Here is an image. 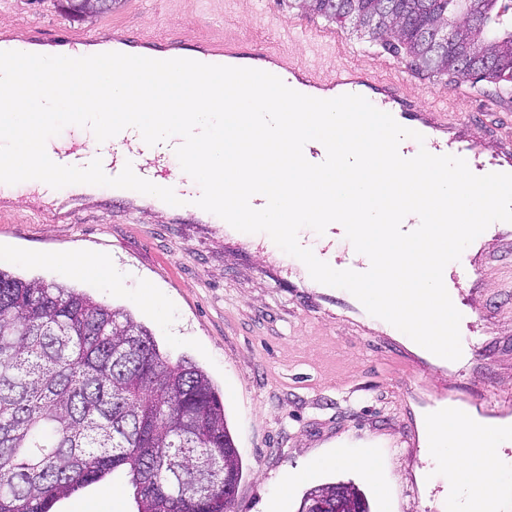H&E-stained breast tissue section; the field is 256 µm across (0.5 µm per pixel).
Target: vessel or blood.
Listing matches in <instances>:
<instances>
[{"mask_svg": "<svg viewBox=\"0 0 512 512\" xmlns=\"http://www.w3.org/2000/svg\"><path fill=\"white\" fill-rule=\"evenodd\" d=\"M188 39L158 42L148 37L130 39L125 52L129 55L167 60L188 51ZM200 60L206 64L247 67L255 62L270 65L272 74L290 88L312 97H322L325 91L336 94H374L378 109L390 113L403 127L421 133L425 141L417 143L406 139L399 145L402 157H414L419 149L434 155H453L464 158L470 170L477 175L491 172L512 173V143H500L497 149L486 148L470 120L462 119L447 109L434 106L421 107L404 98L398 86L380 83L373 76L353 67H340L324 73L298 65L287 58L264 49L245 50L238 38L225 37L224 41L205 44ZM81 129L70 126L66 135L52 138L48 155L60 165L85 166L93 159H101L104 172L118 175L126 162H133L137 176L157 185L173 188L185 201H193L201 194L198 184L180 177L175 166L177 140L171 139L153 148L151 167L138 165L137 160L145 143L137 129L128 128L115 137L95 145L80 140ZM488 255L483 238H476L459 261L448 266V285L468 289L472 307L485 304L483 274Z\"/></svg>", "mask_w": 512, "mask_h": 512, "instance_id": "vessel-or-blood-1", "label": "vessel or blood"}]
</instances>
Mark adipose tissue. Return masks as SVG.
<instances>
[{
  "label": "adipose tissue",
  "mask_w": 512,
  "mask_h": 512,
  "mask_svg": "<svg viewBox=\"0 0 512 512\" xmlns=\"http://www.w3.org/2000/svg\"><path fill=\"white\" fill-rule=\"evenodd\" d=\"M424 444L448 486V512H503L512 498V482L502 466L491 463L487 449L512 446V422L502 421L484 434V445L471 447L458 414L447 408L428 413L423 423Z\"/></svg>",
  "instance_id": "adipose-tissue-1"
}]
</instances>
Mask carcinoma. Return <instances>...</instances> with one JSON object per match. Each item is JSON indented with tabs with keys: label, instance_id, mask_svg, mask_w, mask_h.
Returning a JSON list of instances; mask_svg holds the SVG:
<instances>
[{
	"label": "carcinoma",
	"instance_id": "cac0c4a2",
	"mask_svg": "<svg viewBox=\"0 0 512 512\" xmlns=\"http://www.w3.org/2000/svg\"><path fill=\"white\" fill-rule=\"evenodd\" d=\"M79 20L119 0H63ZM393 44L416 68L512 83V0H297ZM118 471L136 512H231L242 476L224 402L122 309L0 269V512H53ZM341 512H370L351 483Z\"/></svg>",
	"mask_w": 512,
	"mask_h": 512
}]
</instances>
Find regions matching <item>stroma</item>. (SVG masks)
Here are the masks:
<instances>
[{"instance_id":"stroma-1","label":"stroma","mask_w":512,"mask_h":512,"mask_svg":"<svg viewBox=\"0 0 512 512\" xmlns=\"http://www.w3.org/2000/svg\"><path fill=\"white\" fill-rule=\"evenodd\" d=\"M5 29L36 26L54 37L69 27L94 37L119 31L166 41L196 42L231 35L246 47L294 56L311 67L352 66L399 84L418 104H444L473 123L497 122L512 133V89L484 81L457 84L451 76L419 71L408 58L369 41L352 25L302 11L295 0H122L112 13L89 21L66 16L57 0H0ZM316 27L345 53L312 46L297 32ZM67 224H47L28 200L0 196V268L23 278L78 288L98 302L126 308L153 333L170 358L202 366L219 391L243 462L232 512H269L282 479L295 477L280 512H298L304 493L332 482H353L373 512H448V488L422 446H409L406 429L419 425L431 393L485 390L512 399V301L494 295L475 314L464 339L480 343L478 361L456 372L427 361L414 348L363 316L324 299L282 250L262 254L249 234L231 231L198 213L151 218L134 196L111 201L64 189ZM92 253L131 271L124 286L75 274L63 265L32 263L35 255ZM145 279L165 305L143 304ZM425 365L423 387L402 389L401 359ZM375 449L376 475L336 466L314 468L316 458L341 449ZM128 477L114 474L58 503L55 512H134Z\"/></svg>"}]
</instances>
